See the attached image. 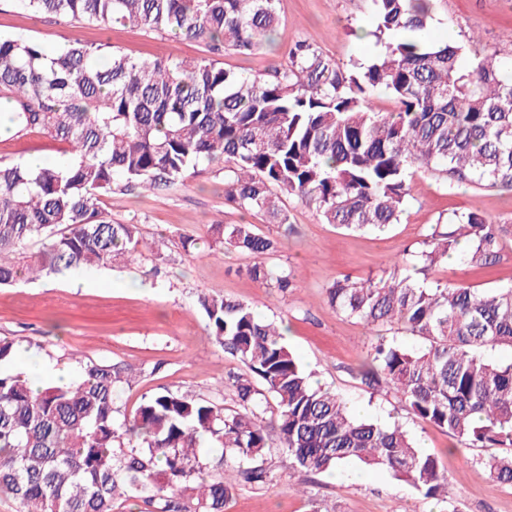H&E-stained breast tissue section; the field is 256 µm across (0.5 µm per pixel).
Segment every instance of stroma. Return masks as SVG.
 I'll return each mask as SVG.
<instances>
[{"mask_svg":"<svg viewBox=\"0 0 512 512\" xmlns=\"http://www.w3.org/2000/svg\"><path fill=\"white\" fill-rule=\"evenodd\" d=\"M281 18L274 42L244 55L222 52L224 68L264 77L285 68L294 44L305 41L343 65L366 64L383 43L373 34L375 16L369 0H278ZM512 0H435L430 39L465 43L481 57L512 53ZM24 33L50 46L76 37L88 44L109 42L113 49L138 58L174 60L206 56L204 45L130 25L107 29L95 23L62 24L34 17L0 0V35ZM38 155L61 163L60 145L39 134L0 140V158L23 161ZM411 197L398 224L376 233L348 234L322 223L315 209L295 197L285 199L293 231L278 237L267 265L292 270L297 287L283 294L253 280L246 272L253 259L223 252L207 232L211 224H250L256 232L278 236L265 217L241 211L224 200V174L207 169L166 189L113 192L103 199L113 221L138 225L142 236L159 242L160 257L105 269L107 285L74 289L67 275L0 288V337L16 350H33L46 361L72 371L94 363L118 364L136 372L132 386L117 401L129 413L144 394L168 389L196 398L231 402L227 384L244 373L208 334L197 306L202 295H220L249 304L260 316L284 329L285 339L314 384L331 389L365 417L399 422L418 446L438 457L452 497L448 512H512V488L495 486L479 463L482 448L469 447L445 430L416 419L404 402L386 391H370L358 371L373 335L361 323L337 314L326 298L336 279L386 276L394 262L418 248L439 214L476 209L496 224L512 223V192L474 186L448 187L427 171L409 177ZM196 246L184 249L183 238ZM429 280L476 289L512 286V237L505 238L493 265L474 267L461 254L429 271ZM278 475L265 490L237 489L224 512H430L433 500L389 474L352 463L339 471L309 474L289 469L279 451L266 457Z\"/></svg>","mask_w":512,"mask_h":512,"instance_id":"35a3bbf8","label":"stroma"}]
</instances>
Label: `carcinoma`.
Here are the masks:
<instances>
[{"label": "carcinoma", "mask_w": 512, "mask_h": 512, "mask_svg": "<svg viewBox=\"0 0 512 512\" xmlns=\"http://www.w3.org/2000/svg\"><path fill=\"white\" fill-rule=\"evenodd\" d=\"M22 11L105 26L136 25L204 45L252 53L279 26L276 0H12ZM432 0H372L385 51L344 67L304 42L287 67L252 78L207 58H134L77 38L54 49L0 35V100L14 137L66 145L62 166L33 171L0 160V285L77 267L130 263L147 243L138 225L112 222L115 189H162L201 167L224 170V199L288 231L281 194L314 206L344 231L397 224L410 170L448 186L512 190V60L467 61L463 44L428 42ZM394 109L372 105L376 91ZM226 251L261 258L277 241L251 224H212ZM512 224L475 209L439 215L420 246L379 279L334 281L329 305L379 336L423 340L370 346L361 380L394 393L421 421L477 448L492 481L512 488V287L478 291L422 278L463 242L464 260L500 257ZM38 240L40 247L27 251ZM248 275L286 293L292 271L261 262ZM209 335L258 380L230 377L234 404L167 389L130 415L116 400L128 369L89 364L66 387L33 392L8 369L0 339V496L18 512H114L137 499L146 512H224L238 487L275 481L264 456L277 438L291 469L331 472L348 463L385 471L425 498L449 499L436 457L399 425L354 416L338 394L315 388L282 329L248 305L203 295ZM276 408V417L265 413Z\"/></svg>", "instance_id": "cac0c4a2"}]
</instances>
